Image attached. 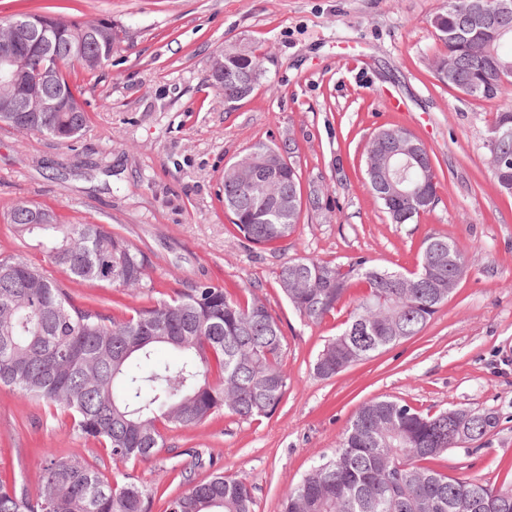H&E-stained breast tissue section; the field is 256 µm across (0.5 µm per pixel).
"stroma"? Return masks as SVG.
<instances>
[{
  "label": "stroma",
  "mask_w": 512,
  "mask_h": 512,
  "mask_svg": "<svg viewBox=\"0 0 512 512\" xmlns=\"http://www.w3.org/2000/svg\"><path fill=\"white\" fill-rule=\"evenodd\" d=\"M80 21L111 18L126 32L111 62L70 72L89 121L70 145L0 129V258L46 267L37 240L13 236L16 203L54 208L67 224H103L181 288L203 281L257 293L287 341L288 392L269 416L216 413L167 431L155 459L114 465L84 445L62 412L0 388V481L37 486L48 454L79 453L107 471L159 490L152 512L183 491L185 451L210 449L245 478L254 512L282 502L313 462L331 454L357 410L390 396L433 413L493 411L497 425L435 462L454 477L512 483V196L488 166L486 140L504 102L476 100L438 81L445 51L433 26L445 0H71ZM256 49L266 73L252 95L228 104L209 80L219 50ZM411 130L439 179L434 207L410 224L389 221L365 185L362 152L379 128ZM296 147L304 203L296 233L269 251L234 236L222 199L224 166L262 141ZM431 233L454 239L466 261L457 292L416 336L322 378L313 361L340 332L350 305L319 323L301 319L276 285L281 267L306 258L413 269Z\"/></svg>",
  "instance_id": "stroma-1"
}]
</instances>
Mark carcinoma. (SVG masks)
Listing matches in <instances>:
<instances>
[{
    "label": "carcinoma",
    "instance_id": "carcinoma-1",
    "mask_svg": "<svg viewBox=\"0 0 512 512\" xmlns=\"http://www.w3.org/2000/svg\"><path fill=\"white\" fill-rule=\"evenodd\" d=\"M473 0H448L434 24L448 59H463L446 82L469 97L497 99L512 85V31L460 28ZM34 37L15 48L10 74L0 73V100H21L22 111L0 112V124L37 132L62 145L78 138L88 121L80 91L65 69L95 72L112 59L122 30L110 19L79 22L59 6L43 13L0 17V50L16 26ZM263 70L252 50L226 48L210 63L212 85L224 101L239 102L236 75ZM409 133L385 127L366 142L362 159L367 184L393 224H408L438 200L434 169L421 174L403 154H385L389 139ZM288 144L256 143L224 167V213L234 234L263 249H276L297 230L302 211L297 162L282 156ZM279 160L280 183L295 204L280 208L272 191L243 184L255 170ZM499 186L512 183V147L490 159ZM415 181L426 199L409 201L382 189L383 174ZM7 224L19 237L48 243V257L68 282L24 258L0 259V387L21 393L35 406L60 409L73 433L106 451L113 463L148 461L165 448V432L204 424L222 411L249 420L271 414L288 392L282 370L286 341L266 301L247 298L209 283L157 290L149 260L125 237L104 224H62L50 208L18 204ZM461 249L448 236L428 235L417 254L415 273L369 264L298 259L277 276L280 293L307 321L333 315L354 288L360 295L342 331L318 352L313 369L332 377L380 350L415 336L458 288ZM108 282L132 291L143 304L127 312L114 302L106 313L83 301L72 285ZM423 413L388 396L364 404L330 457L314 462L290 490L282 512H512V486L495 488L476 478H455L433 461L483 436V418L461 409ZM195 469L206 479L170 497L166 512H253L252 489L241 478L214 470L203 449H191ZM152 492L128 474L110 475L80 454H53L36 489L0 483V512H150Z\"/></svg>",
    "mask_w": 512,
    "mask_h": 512
}]
</instances>
